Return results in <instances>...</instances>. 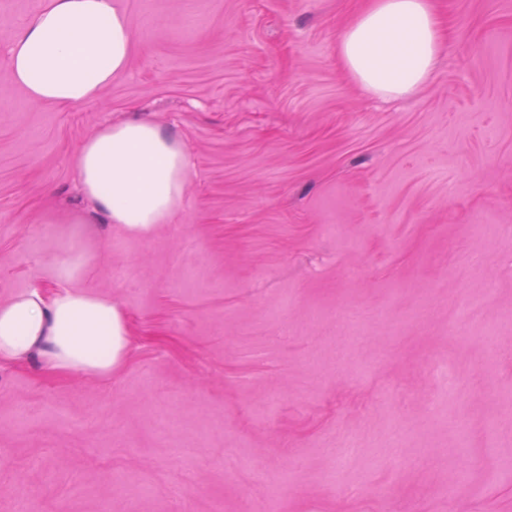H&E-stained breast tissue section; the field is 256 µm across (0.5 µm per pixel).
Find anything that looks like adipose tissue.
I'll return each instance as SVG.
<instances>
[{
	"instance_id": "1",
	"label": "adipose tissue",
	"mask_w": 512,
	"mask_h": 512,
	"mask_svg": "<svg viewBox=\"0 0 512 512\" xmlns=\"http://www.w3.org/2000/svg\"><path fill=\"white\" fill-rule=\"evenodd\" d=\"M442 28L433 0H371L342 34L345 74L365 93L397 99L424 85L440 59ZM133 32L114 0H47L14 34L9 74L38 105L98 97L130 63ZM80 190L111 223L144 235L169 223L188 178L183 145L150 121L101 128L74 156ZM81 258L59 260L61 288L32 289L0 304V364L37 356L57 372L106 377L130 353L125 313L111 299L74 287Z\"/></svg>"
}]
</instances>
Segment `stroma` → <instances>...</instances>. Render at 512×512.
I'll list each match as a JSON object with an SVG mask.
<instances>
[{
    "label": "stroma",
    "mask_w": 512,
    "mask_h": 512,
    "mask_svg": "<svg viewBox=\"0 0 512 512\" xmlns=\"http://www.w3.org/2000/svg\"><path fill=\"white\" fill-rule=\"evenodd\" d=\"M115 2L126 73L59 108L6 57L46 0H0V303L76 241L132 341L106 378L0 367V512H512V0H437L390 101L336 53L366 0ZM132 118L189 164L144 236L73 164Z\"/></svg>",
    "instance_id": "35a3bbf8"
}]
</instances>
